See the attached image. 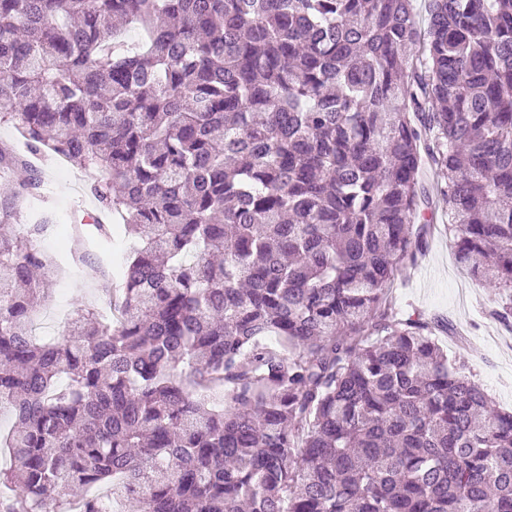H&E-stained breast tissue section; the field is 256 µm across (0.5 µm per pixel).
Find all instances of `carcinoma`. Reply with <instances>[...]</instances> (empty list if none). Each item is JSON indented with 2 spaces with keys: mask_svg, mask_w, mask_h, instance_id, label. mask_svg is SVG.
Listing matches in <instances>:
<instances>
[{
  "mask_svg": "<svg viewBox=\"0 0 512 512\" xmlns=\"http://www.w3.org/2000/svg\"><path fill=\"white\" fill-rule=\"evenodd\" d=\"M2 120L132 244L112 320L40 342L54 217L0 201V512H512V411L390 300L427 157L512 317V0H429L423 37L413 0H0Z\"/></svg>",
  "mask_w": 512,
  "mask_h": 512,
  "instance_id": "cac0c4a2",
  "label": "carcinoma"
}]
</instances>
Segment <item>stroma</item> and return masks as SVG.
I'll return each instance as SVG.
<instances>
[{
	"label": "stroma",
	"instance_id": "stroma-1",
	"mask_svg": "<svg viewBox=\"0 0 512 512\" xmlns=\"http://www.w3.org/2000/svg\"><path fill=\"white\" fill-rule=\"evenodd\" d=\"M29 162L30 168L41 170L42 186L38 193L17 199L22 220L49 211L58 228L64 229L73 219H84L86 210L98 209L99 203L91 193L97 171L65 166L60 158L47 164L38 155L30 156ZM41 246L47 253L58 255L62 266L52 296L36 320L37 336L49 339L65 330L76 311L92 306L102 309L106 303L99 296L100 281L82 276L67 256L60 254L55 236H47ZM500 302L498 293L483 287L458 263L448 231V208L438 203L426 250L415 267L397 276L393 283V307L402 317L415 313L452 323L456 335L439 336L449 358L471 372L501 409L512 411V324L488 315Z\"/></svg>",
	"mask_w": 512,
	"mask_h": 512
}]
</instances>
